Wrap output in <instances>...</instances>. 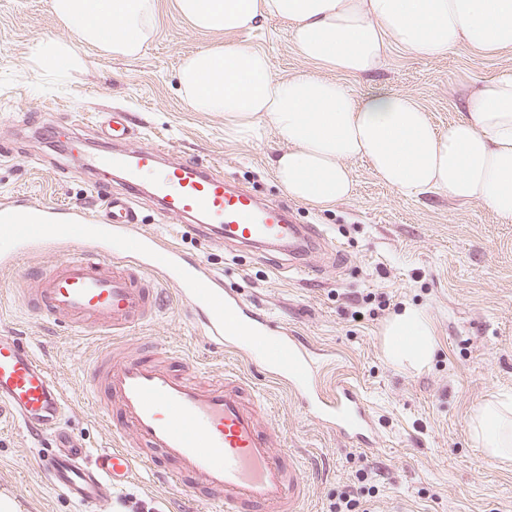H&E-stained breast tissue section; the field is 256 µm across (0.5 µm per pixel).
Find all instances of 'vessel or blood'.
<instances>
[{
    "mask_svg": "<svg viewBox=\"0 0 512 512\" xmlns=\"http://www.w3.org/2000/svg\"><path fill=\"white\" fill-rule=\"evenodd\" d=\"M126 135L122 115H112L101 130L107 149L86 156L99 184L116 175L125 185L106 195L100 212L30 196L0 201L1 268L47 246L60 253L53 265L26 273L31 310L112 339L84 382L90 395H105L100 406L113 447L89 455L63 427L62 395L16 336H0V422L50 434L56 451L43 458V470L53 488L86 504L110 499L115 486L164 460L173 463L166 477L182 495L206 497L222 512H303L308 472L291 449L276 447L258 402L245 397L248 381L228 372L222 382L205 383L190 360L174 370L153 351L122 357L116 340L152 318L158 283L174 284L203 338L248 361L255 338L270 336L264 359L273 379L332 433L369 447L374 417L354 387L323 389L319 365L301 341L225 288L206 263L186 259L177 243L146 230L139 200L150 195L166 215L197 223L212 241L289 251L296 268L308 246H335L316 225L293 223L283 206L261 202L204 162L167 160L158 142L128 147Z\"/></svg>",
    "mask_w": 512,
    "mask_h": 512,
    "instance_id": "1",
    "label": "vessel or blood"
}]
</instances>
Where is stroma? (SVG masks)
<instances>
[{
	"label": "stroma",
	"mask_w": 512,
	"mask_h": 512,
	"mask_svg": "<svg viewBox=\"0 0 512 512\" xmlns=\"http://www.w3.org/2000/svg\"><path fill=\"white\" fill-rule=\"evenodd\" d=\"M42 40L69 44L81 59L63 83L48 81L30 58ZM224 42L262 48L279 79L307 66L280 18L261 20L248 33L202 32L180 14L177 0H158L155 32L130 59L83 42L48 0H0V199L24 194L102 209L105 193L121 192L122 182L96 187L73 147H97L103 118L124 112L131 146L163 141L171 158L203 160L227 181L287 207L296 223L317 225L339 253L309 254L310 271L299 276L285 252L206 242L158 212L150 198L140 203L147 229L175 240L223 274L225 287L246 303L331 358L325 387L349 382L375 415L370 448L351 447L323 427L260 360L244 364L206 344L170 285L159 288L157 317L123 339L124 351L139 354L148 341L189 350L210 381L248 373L262 390L279 447L294 449L309 472L304 512H329L349 485L368 488L364 512H512V461L487 459L470 433L479 405L512 395V223L442 194L402 198L360 160L350 164L351 198L333 208L288 197L273 169L282 149L276 136L227 139L223 113L192 111L182 99V62ZM507 74L512 51L486 57L460 45L421 60L393 49L374 75L346 84L356 95L383 89L412 97L444 131L460 114L464 84ZM49 124L56 130L51 141L41 137ZM56 258L42 252L0 270V335L21 337L43 361L67 399L66 427L94 454L111 448L112 436L85 394L83 373L103 340L75 335L21 301L24 271ZM408 304L423 308L432 324L435 353L420 370L398 367L383 353L386 321ZM53 451L49 437L36 441L20 426L0 425V496L12 498L17 512H182L175 491L149 469L109 500L75 502L37 466Z\"/></svg>",
	"instance_id": "35a3bbf8"
}]
</instances>
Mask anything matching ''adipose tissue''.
<instances>
[{
  "label": "adipose tissue",
  "instance_id": "ef3b65f1",
  "mask_svg": "<svg viewBox=\"0 0 512 512\" xmlns=\"http://www.w3.org/2000/svg\"><path fill=\"white\" fill-rule=\"evenodd\" d=\"M201 31H248L258 20L288 21L308 70L277 79L261 49L239 43L203 48L183 62L178 81L196 112H220L234 140L273 133L286 148L275 177L288 196L329 208L354 189L350 161H367L405 198L442 193L478 203L512 223V75L462 92L461 116L439 132L412 99L376 90L353 95L342 76L380 69L389 46L418 58L457 45L495 56L512 50V0H177ZM84 42L138 56L155 25L157 0H49ZM112 23L104 37L103 23ZM339 73L326 79L325 71ZM391 363L424 368L434 351L427 313L404 307L383 329ZM471 434L491 460L512 459V397L482 404Z\"/></svg>",
  "mask_w": 512,
  "mask_h": 512
}]
</instances>
